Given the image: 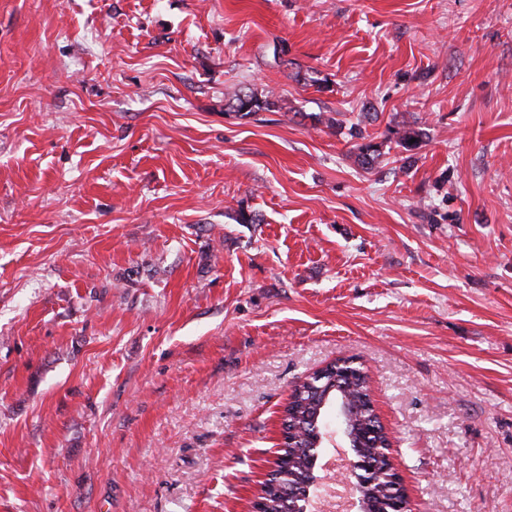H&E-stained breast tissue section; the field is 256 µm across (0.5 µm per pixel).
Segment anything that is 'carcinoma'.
I'll return each instance as SVG.
<instances>
[{"label":"carcinoma","instance_id":"obj_1","mask_svg":"<svg viewBox=\"0 0 512 512\" xmlns=\"http://www.w3.org/2000/svg\"><path fill=\"white\" fill-rule=\"evenodd\" d=\"M230 101L233 111L242 118L285 108V101L271 92L262 95L237 91ZM393 135L395 144L409 153L404 161L411 162L410 152L420 147L423 132L404 126L393 130ZM350 136L363 140L356 145L359 163L373 165L381 156L380 145L367 140L364 131L357 127L351 128ZM338 405L348 413L346 432L357 462L358 494L369 503L371 512H381L382 506L403 496L393 467L377 446L382 436L372 434L375 416L366 372L357 365L335 364L319 376L298 382L291 390L285 416L294 433L280 450L287 462L275 472L278 486L265 491V512H303L307 489L316 479L317 440L326 431L327 411Z\"/></svg>","mask_w":512,"mask_h":512}]
</instances>
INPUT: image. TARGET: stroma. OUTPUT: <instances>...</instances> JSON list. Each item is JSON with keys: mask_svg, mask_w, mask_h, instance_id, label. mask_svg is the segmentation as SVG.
Masks as SVG:
<instances>
[{"mask_svg": "<svg viewBox=\"0 0 512 512\" xmlns=\"http://www.w3.org/2000/svg\"><path fill=\"white\" fill-rule=\"evenodd\" d=\"M340 357L512 512V0H0V512H250ZM231 108L240 117H250L258 112H274L286 108V103L274 93L258 95L255 91H237L230 98Z\"/></svg>", "mask_w": 512, "mask_h": 512, "instance_id": "1", "label": "stroma"}]
</instances>
